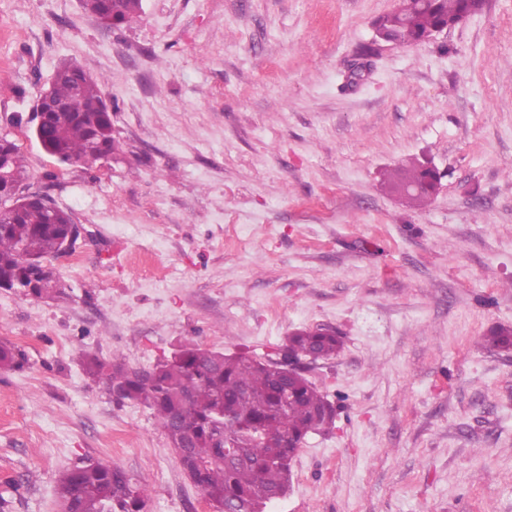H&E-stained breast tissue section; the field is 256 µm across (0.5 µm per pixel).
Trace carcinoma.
I'll list each match as a JSON object with an SVG mask.
<instances>
[{
	"label": "carcinoma",
	"instance_id": "carcinoma-1",
	"mask_svg": "<svg viewBox=\"0 0 512 512\" xmlns=\"http://www.w3.org/2000/svg\"><path fill=\"white\" fill-rule=\"evenodd\" d=\"M406 16L396 10L377 21L388 41L414 45L430 41L438 27L479 13L478 0H420ZM81 8L104 25L128 22L143 10V0H86ZM103 79L93 78L81 65L65 63L53 74L48 87L58 101L78 100L75 115L65 124L40 131L44 151L61 163L96 160L112 155V106L102 94ZM23 179L19 146L0 137V161ZM440 176L426 164L412 161L389 173L388 189L407 203L422 207L437 194ZM9 214L0 219V288H16L33 299L40 288L29 287L30 259L53 260L60 255L63 224L70 216L53 212L21 196L9 201ZM341 343L324 327L299 329L288 336L284 352L318 359L336 356ZM484 346L512 347V327L499 325L484 335ZM23 353L0 341V370L23 368ZM84 373L118 391L120 403H142L153 411L157 426L174 448L178 464L198 486L215 512H263L267 495L288 487L294 445L311 433L329 430L336 408L306 376L288 379V398L274 362L241 352L226 355L197 343H183L148 374L129 369L120 360L107 361L96 354L84 356ZM228 435L246 456L238 465L224 463V448L215 435ZM61 512H143V491L122 469L99 462L62 470L56 481Z\"/></svg>",
	"mask_w": 512,
	"mask_h": 512
}]
</instances>
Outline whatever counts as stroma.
Returning <instances> with one entry per match:
<instances>
[{"label": "stroma", "instance_id": "1", "mask_svg": "<svg viewBox=\"0 0 512 512\" xmlns=\"http://www.w3.org/2000/svg\"><path fill=\"white\" fill-rule=\"evenodd\" d=\"M398 0H143L107 27L79 0H0V134L25 187L82 224L57 299L0 290V512H58L63 469H123L143 512H213L142 404L85 353L152 368L180 341L274 356L330 326L309 379L336 407L267 512H512V0L436 43L376 41ZM74 61L105 77L112 157L62 164L31 131ZM420 160L423 208L381 183ZM4 136L7 135H1L0 137V161H4L6 169L12 171L22 181L24 165L20 148L13 140L7 139Z\"/></svg>", "mask_w": 512, "mask_h": 512}]
</instances>
